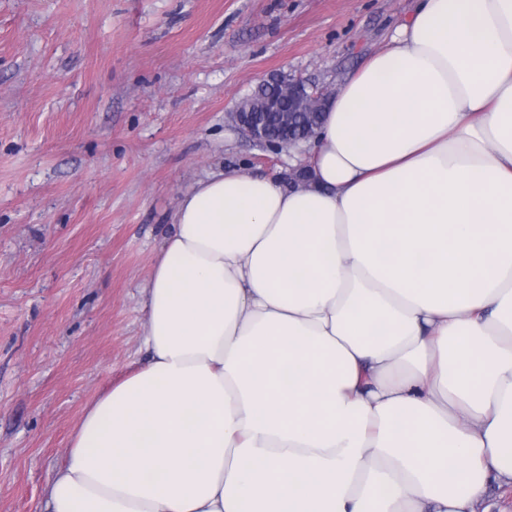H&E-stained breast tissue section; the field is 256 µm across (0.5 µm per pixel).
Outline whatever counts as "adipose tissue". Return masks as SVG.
<instances>
[{
    "label": "adipose tissue",
    "mask_w": 512,
    "mask_h": 512,
    "mask_svg": "<svg viewBox=\"0 0 512 512\" xmlns=\"http://www.w3.org/2000/svg\"><path fill=\"white\" fill-rule=\"evenodd\" d=\"M305 162L179 199L149 360L44 512H476L512 483V0H417Z\"/></svg>",
    "instance_id": "ef3b65f1"
}]
</instances>
